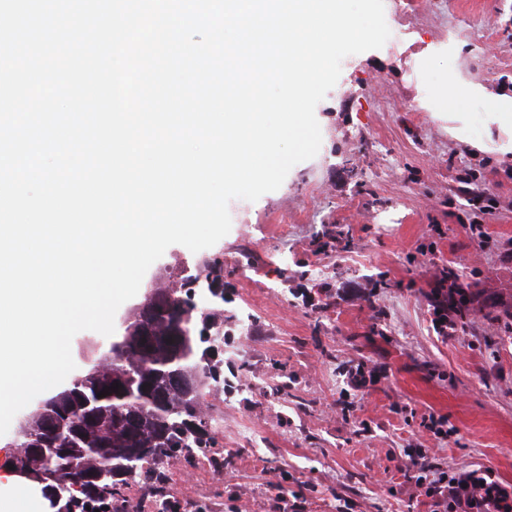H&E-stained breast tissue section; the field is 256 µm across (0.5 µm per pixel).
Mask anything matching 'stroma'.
Segmentation results:
<instances>
[{"mask_svg": "<svg viewBox=\"0 0 512 512\" xmlns=\"http://www.w3.org/2000/svg\"><path fill=\"white\" fill-rule=\"evenodd\" d=\"M384 11L385 45L346 57L316 107L317 155L231 201L215 245L170 246L144 276L177 288L182 265L215 260L233 333V387L201 401L224 465L169 460L172 497L266 512L284 479L304 512H431L410 484L421 449L430 475L486 472L512 493V328L445 336L427 300L449 266L512 293V132L488 120L512 98V0Z\"/></svg>", "mask_w": 512, "mask_h": 512, "instance_id": "35a3bbf8", "label": "stroma"}]
</instances>
